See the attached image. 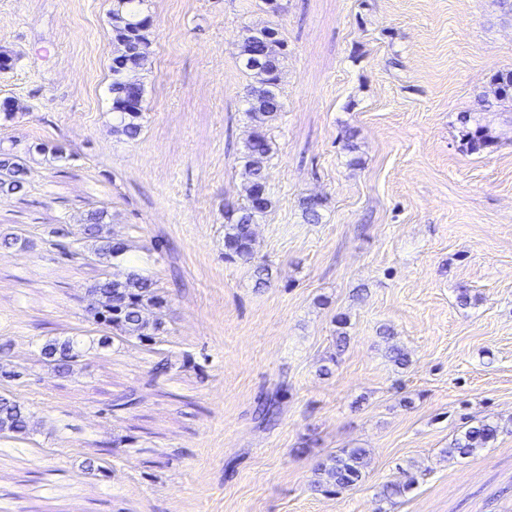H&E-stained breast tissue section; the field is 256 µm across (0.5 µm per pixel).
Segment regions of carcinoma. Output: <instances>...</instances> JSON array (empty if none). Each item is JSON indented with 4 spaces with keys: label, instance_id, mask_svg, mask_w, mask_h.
<instances>
[{
    "label": "carcinoma",
    "instance_id": "1",
    "mask_svg": "<svg viewBox=\"0 0 512 512\" xmlns=\"http://www.w3.org/2000/svg\"><path fill=\"white\" fill-rule=\"evenodd\" d=\"M153 15L150 0H112L109 25L112 31L111 82L112 133L127 142L138 140L146 122L145 85L143 77L151 69L153 54ZM288 44L278 23L263 28L243 27L236 47V60L249 77L244 96L245 112L251 131L241 156L243 204L224 209V259L253 262L255 237L253 225L273 207V189L268 166L271 142L268 136L272 122L284 111L281 92L283 63ZM482 100L486 108L512 102V70L493 75ZM26 107L14 97L0 99V119L13 121ZM468 149L479 153L493 147L499 136L488 127L469 125L460 116ZM39 154L50 163L67 162L69 155L58 147L43 143L21 152L15 147L0 148V198L23 197L30 189V159ZM326 200L306 196L300 200L304 221L319 224ZM114 216L107 205H96L81 218V237L53 245L61 254L88 262L110 264L123 271L93 283L86 292L85 319L100 333L99 348H109L115 340L138 341L153 345L166 331L167 299L158 291L152 275L128 256L130 246L114 237ZM31 240L22 232L0 235V250H22ZM43 366L67 376L73 373L85 356V340L81 336H53L39 349ZM387 357L403 367L410 362L408 353L397 342L387 346ZM258 418L266 423L276 421L279 402L265 399L256 408ZM35 425L34 415L20 397L8 390L0 391V441H25ZM498 433L497 422L480 420L463 427L448 448V455L470 457L488 447ZM371 461L367 448H341L317 466L314 487L326 493H339L355 486L365 476ZM416 482L409 471L402 478L382 485L379 496L390 502L405 494Z\"/></svg>",
    "mask_w": 512,
    "mask_h": 512
}]
</instances>
